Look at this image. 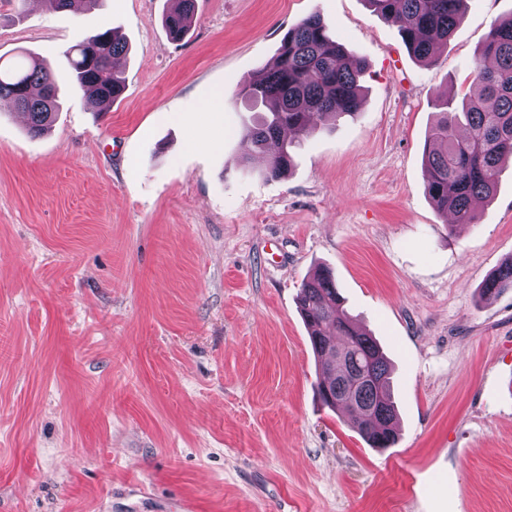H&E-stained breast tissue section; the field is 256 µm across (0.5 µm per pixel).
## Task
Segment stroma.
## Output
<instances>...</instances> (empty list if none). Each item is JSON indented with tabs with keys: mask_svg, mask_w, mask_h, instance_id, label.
Listing matches in <instances>:
<instances>
[{
	"mask_svg": "<svg viewBox=\"0 0 512 512\" xmlns=\"http://www.w3.org/2000/svg\"><path fill=\"white\" fill-rule=\"evenodd\" d=\"M172 8L0 0V59L62 82L89 34L128 42L104 111L70 92L34 138L0 107V512H512V292L479 296L512 257V163L475 224L423 164L434 94L460 99L512 0H467L429 63L366 0H196L178 41ZM314 13L364 104L271 180L237 87ZM320 266L393 364L389 448L316 394L296 295Z\"/></svg>",
	"mask_w": 512,
	"mask_h": 512,
	"instance_id": "obj_1",
	"label": "stroma"
}]
</instances>
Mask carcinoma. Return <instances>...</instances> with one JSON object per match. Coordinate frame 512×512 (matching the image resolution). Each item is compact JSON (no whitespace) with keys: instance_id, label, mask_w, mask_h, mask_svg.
I'll return each mask as SVG.
<instances>
[{"instance_id":"obj_1","label":"carcinoma","mask_w":512,"mask_h":512,"mask_svg":"<svg viewBox=\"0 0 512 512\" xmlns=\"http://www.w3.org/2000/svg\"><path fill=\"white\" fill-rule=\"evenodd\" d=\"M164 25L182 38L191 27L195 0H180ZM384 20L399 28L407 49L420 61L448 46L466 0H368ZM128 47L112 29L91 33L66 52L70 87L88 100H116L125 89ZM364 63L329 35L323 19L311 14L284 34L273 62L241 83L238 94L269 102V111L247 128L250 154L268 155L264 174L279 179L300 146L288 133L305 134L325 118L359 112ZM461 108L436 98L438 118L425 145V191L436 209L454 224H474L473 203L493 195L501 164L512 161V14L492 25L480 51ZM65 90L44 64L19 61L0 69V99L26 114L31 134H42L60 111ZM512 292V257L484 282L487 300ZM297 303L317 358L324 405L348 413L353 427L373 448L397 438V414L390 365L373 337L345 311L336 280L318 269L300 285Z\"/></svg>"}]
</instances>
